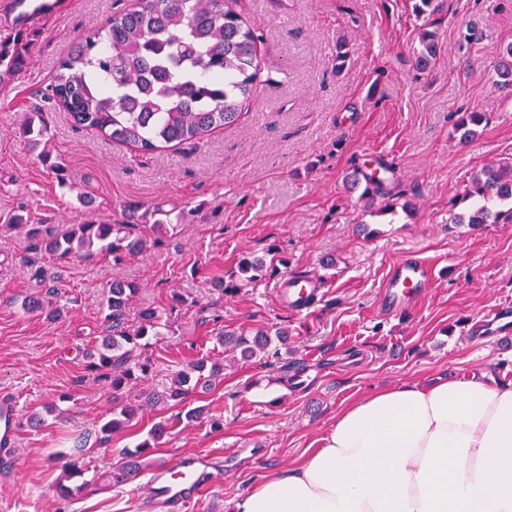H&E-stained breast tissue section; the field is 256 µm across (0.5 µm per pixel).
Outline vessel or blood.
I'll list each match as a JSON object with an SVG mask.
<instances>
[{"instance_id":"1","label":"vessel or blood","mask_w":512,"mask_h":512,"mask_svg":"<svg viewBox=\"0 0 512 512\" xmlns=\"http://www.w3.org/2000/svg\"><path fill=\"white\" fill-rule=\"evenodd\" d=\"M67 0H0V18L11 26L33 23L62 16ZM436 278V268L418 252H406L391 268L382 290V307L387 314L412 311L426 296ZM288 289L278 290L284 306L295 311L306 310V300L317 287L316 279L288 276ZM18 434V409L14 399L0 394V465L10 466L13 446ZM206 459L200 455H184L156 471L145 490V496L156 512H184L187 504L202 495L206 486L194 473Z\"/></svg>"}]
</instances>
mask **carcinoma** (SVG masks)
<instances>
[{
	"instance_id": "obj_1",
	"label": "carcinoma",
	"mask_w": 512,
	"mask_h": 512,
	"mask_svg": "<svg viewBox=\"0 0 512 512\" xmlns=\"http://www.w3.org/2000/svg\"><path fill=\"white\" fill-rule=\"evenodd\" d=\"M238 0H136L129 8L117 10L106 24L79 38L60 57L49 98L62 105L72 122L95 130L112 141L142 153H151L171 143L196 142L212 130L234 122L240 108L258 87L261 70L259 48L262 30L236 12ZM443 0H415L416 16L428 19L419 29L416 64L424 68L439 52L437 32L430 18L442 10ZM26 50L0 44V70L12 75L26 68ZM496 85L512 96V45L502 52L495 70ZM38 112L28 113L21 127L30 147L40 151L42 160L54 172L59 187L72 190L66 169L53 160L47 127L35 124ZM485 116L480 112L459 114L454 131L465 142L478 135ZM351 186L361 189L360 198L371 208L382 199V208L396 214L390 202L392 190L387 179L374 170H354ZM460 202L469 203L462 213H452L451 224H498L512 222V164L488 165L473 174ZM162 218L148 223V216ZM180 222L170 219L161 207L141 210L128 205L119 223L69 224L62 229L50 224H32L19 214L1 231H23L32 250L52 257L59 265L73 258L85 260L110 256L119 265L126 259L145 256L164 239L177 233ZM276 255H243L235 270L216 283L224 296H232L244 285L270 278ZM139 286L114 279L106 296L105 335L85 352L86 369L106 381L114 403L112 417L101 433L109 436L146 411L160 406H180L193 419L203 408L191 406L192 397L206 392L221 375L224 365L200 358L168 374L160 388L143 387L134 398L130 387L145 382L152 368L150 352L162 339L161 316L153 309L139 312L138 321L129 319L132 299ZM28 312H38L53 321L63 315L48 296L31 295L24 302ZM285 328L244 331L218 330L216 340L235 353L233 359L249 362L257 357L277 358L286 345ZM167 426L155 424L148 438L136 449L126 451L125 464L108 473L114 486L129 482L139 472L143 459L154 452L166 436Z\"/></svg>"
}]
</instances>
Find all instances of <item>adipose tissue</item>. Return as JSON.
Masks as SVG:
<instances>
[{"mask_svg": "<svg viewBox=\"0 0 512 512\" xmlns=\"http://www.w3.org/2000/svg\"><path fill=\"white\" fill-rule=\"evenodd\" d=\"M229 512H512V379L407 381L344 403Z\"/></svg>", "mask_w": 512, "mask_h": 512, "instance_id": "ef3b65f1", "label": "adipose tissue"}]
</instances>
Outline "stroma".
I'll return each mask as SVG.
<instances>
[{
    "label": "stroma",
    "instance_id": "obj_1",
    "mask_svg": "<svg viewBox=\"0 0 512 512\" xmlns=\"http://www.w3.org/2000/svg\"><path fill=\"white\" fill-rule=\"evenodd\" d=\"M69 13L25 28L0 24V42L26 47L29 67L0 80V222L23 213L49 224L112 223L124 206L182 213L178 234L146 257L71 260L58 284L66 313L55 322L25 312L37 293L25 233L0 231V392L20 415L12 473L0 475V512H152L142 494L152 470L182 455L208 456L213 481L186 512H226L228 500L273 470L299 462L346 401L372 389L484 371L512 378V223L452 224L448 211L470 177L512 161V100L494 82L499 53L512 44V0H447L436 25L441 52L419 69L421 25L413 0H238L265 28L261 82L233 125L198 147L152 153L74 127L47 98L60 57L102 26L115 0H71ZM350 59L334 73L337 41ZM485 113L478 136L461 144V112ZM43 113L53 153L75 188L52 171L19 132ZM394 167L396 216L363 211L348 190L352 169ZM277 246L274 277L219 294L238 257ZM416 250L436 279L411 313L380 311L390 266ZM334 269H324L327 259ZM315 274L322 285L310 311L281 305V278ZM139 285L132 312L155 309L172 328L152 352L150 384L191 360L222 354L218 325L283 327L288 349L274 366L225 367L216 389L198 395L205 412L189 421L169 406L103 438L112 397L85 369L81 348L106 325L103 295L112 279ZM180 292L184 306L171 309ZM307 370L293 391L289 372ZM171 424L156 454L131 482L83 487L61 496L62 456L84 436L89 472L118 465L152 423Z\"/></svg>",
    "mask_w": 512,
    "mask_h": 512
}]
</instances>
